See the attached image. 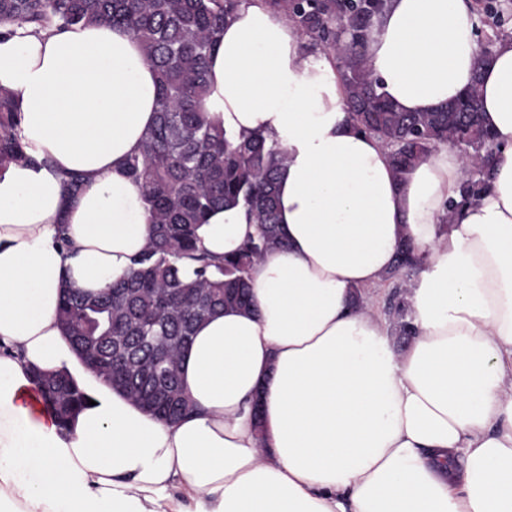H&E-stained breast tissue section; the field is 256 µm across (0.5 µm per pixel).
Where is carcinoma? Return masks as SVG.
I'll return each instance as SVG.
<instances>
[{"mask_svg":"<svg viewBox=\"0 0 512 512\" xmlns=\"http://www.w3.org/2000/svg\"><path fill=\"white\" fill-rule=\"evenodd\" d=\"M306 39V47L338 61L352 122L378 137L403 181L431 152L448 143L466 160L460 201L447 219L475 203L495 161L493 136L482 121L480 84L457 101L431 112H404L379 91L365 55L374 16L387 0H269ZM239 0H0V25L46 27L98 23L138 39L158 77L154 127L128 160V175L143 189L152 232L133 267L96 295L63 290L58 319L78 359L96 376L143 409L168 421L190 411L180 380L181 358L195 329L210 316L252 304L250 273L269 251L285 246L278 225L277 176L286 152L261 136L236 141L201 112L207 92V61ZM485 14L494 40L512 38L503 28L499 0ZM20 117L0 93V172L23 152ZM241 206L259 225L231 257L217 259L201 249L196 228L218 207ZM421 257L402 241L393 271L388 319L398 345L414 335L407 290L401 279ZM44 403L60 426L82 408L87 395L67 373H36Z\"/></svg>","mask_w":512,"mask_h":512,"instance_id":"obj_1","label":"carcinoma"}]
</instances>
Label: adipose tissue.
I'll list each match as a JSON object with an SVG mask.
<instances>
[{
	"label": "adipose tissue",
	"instance_id": "1",
	"mask_svg": "<svg viewBox=\"0 0 512 512\" xmlns=\"http://www.w3.org/2000/svg\"><path fill=\"white\" fill-rule=\"evenodd\" d=\"M478 28L473 0H390L366 46L406 112L481 83L500 158L448 224L463 156L439 147L398 181L350 120L332 55L306 50L267 0H240L201 110L285 148L288 245L254 265L251 309L197 327L181 362L193 411L175 423L106 387L57 318L64 287L98 294L150 236L123 163L155 124L157 73L108 25L0 34V90L29 156L0 175V512H512V39L480 71ZM256 232L238 207L196 230L218 257ZM406 237L423 260L400 350L374 303ZM35 369L85 389L68 430Z\"/></svg>",
	"mask_w": 512,
	"mask_h": 512
}]
</instances>
